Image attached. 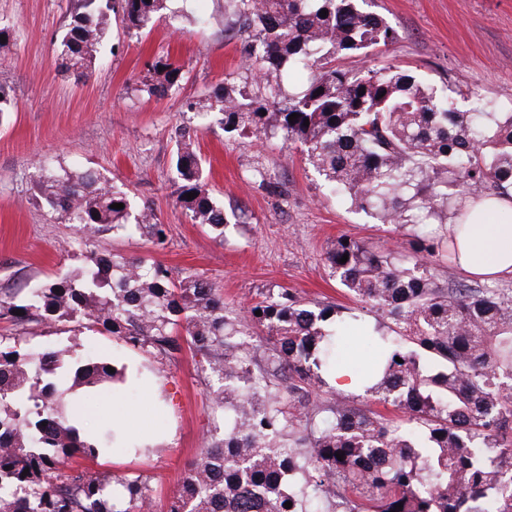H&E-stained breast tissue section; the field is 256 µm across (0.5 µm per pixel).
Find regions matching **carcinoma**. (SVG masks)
<instances>
[{"mask_svg": "<svg viewBox=\"0 0 512 512\" xmlns=\"http://www.w3.org/2000/svg\"><path fill=\"white\" fill-rule=\"evenodd\" d=\"M364 2L226 0L249 33L244 64L263 91L224 86L190 104L226 133L303 144L332 192L381 224L412 230L404 251L339 237L325 255L344 290L378 316L368 337L379 369L363 395L312 397L329 387L358 315L308 304L286 288L244 313L227 308L221 289L198 274L175 278L145 257L90 253L89 240L107 232L160 246L165 225L91 171L39 166L34 195L72 226L71 252L85 264L22 300L0 291V320L74 323L158 363L186 348L205 377L222 381L207 399L224 432L204 434L166 512H394L400 503V512H512V293L485 282L441 286L436 274L450 253L448 219L460 216L455 197L512 192V112L487 103L461 112L447 93L395 64L327 66L329 56L396 40ZM165 10L167 0H73L57 44L60 67L78 78L92 73L108 12L138 32ZM299 70L306 83L285 91L283 73ZM181 76L178 65L157 60L145 91L163 97ZM175 140L179 203L192 221L224 233V208L205 188L192 129L176 128ZM108 367L94 352L40 351L0 334V512L152 509L141 478L83 465L111 453L121 432L110 418L93 433L80 426L93 394L124 380ZM357 397L405 419L358 408Z\"/></svg>", "mask_w": 512, "mask_h": 512, "instance_id": "obj_1", "label": "carcinoma"}]
</instances>
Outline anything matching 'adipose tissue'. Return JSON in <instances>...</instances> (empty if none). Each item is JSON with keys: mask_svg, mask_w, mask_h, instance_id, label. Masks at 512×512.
<instances>
[{"mask_svg": "<svg viewBox=\"0 0 512 512\" xmlns=\"http://www.w3.org/2000/svg\"><path fill=\"white\" fill-rule=\"evenodd\" d=\"M512 210V196L478 202L467 200L462 219L467 228L457 240L458 266L467 274L487 279L512 275V224L496 222V214Z\"/></svg>", "mask_w": 512, "mask_h": 512, "instance_id": "1", "label": "adipose tissue"}]
</instances>
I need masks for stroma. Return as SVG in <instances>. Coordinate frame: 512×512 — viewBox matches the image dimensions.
<instances>
[{
	"label": "stroma",
	"instance_id": "35a3bbf8",
	"mask_svg": "<svg viewBox=\"0 0 512 512\" xmlns=\"http://www.w3.org/2000/svg\"><path fill=\"white\" fill-rule=\"evenodd\" d=\"M169 8L171 20L140 34L113 16L92 75L78 81L59 71L54 53L70 21L69 0H0V25L14 30L0 44V86L14 101L13 111L0 117V291L24 295L80 264L66 250L72 228L33 195L44 160L58 169L97 171L128 188L134 206L151 205L167 227L164 246L108 233L96 238L95 254L148 257L176 277L202 274L238 308L286 288L307 302L361 309L332 277L325 252L340 236L390 246L401 240L400 231L329 195L304 147L199 125L189 103L227 82L252 85L243 65L247 36L225 15L224 0H170ZM369 8L396 30V42L336 57L332 66L357 71L400 64L431 86L472 90V98L457 99L461 111L481 99L498 111L512 110V0H369ZM162 56L180 66L182 79L168 95L155 97L144 82ZM181 124L197 129L208 189L224 208L223 232L192 223L177 200L174 132ZM259 164L283 196L253 183ZM19 333L33 348L76 343L95 349L129 375L115 389L116 403L95 402L90 417L111 416L113 405H120L137 417L136 434L152 446L87 466L141 477L156 491L157 512H164L203 434L216 424L197 359L185 350L160 364L68 322Z\"/></svg>",
	"mask_w": 512,
	"mask_h": 512
}]
</instances>
